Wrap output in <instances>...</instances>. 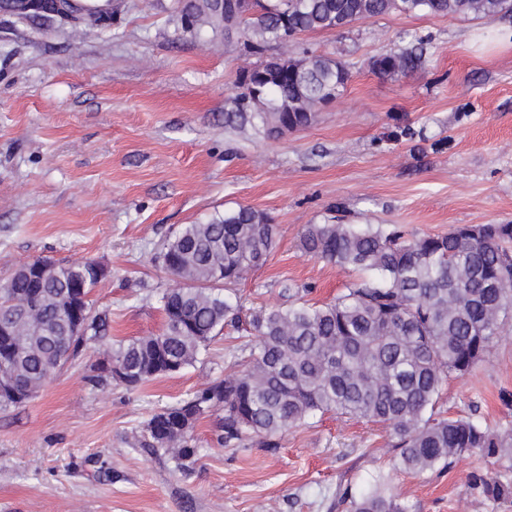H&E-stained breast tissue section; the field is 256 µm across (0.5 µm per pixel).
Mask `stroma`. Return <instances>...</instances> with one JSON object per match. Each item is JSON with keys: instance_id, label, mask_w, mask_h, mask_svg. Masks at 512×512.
I'll use <instances>...</instances> for the list:
<instances>
[{"instance_id": "1", "label": "stroma", "mask_w": 512, "mask_h": 512, "mask_svg": "<svg viewBox=\"0 0 512 512\" xmlns=\"http://www.w3.org/2000/svg\"><path fill=\"white\" fill-rule=\"evenodd\" d=\"M111 2L98 24L83 13L23 25L0 9V284L28 260H94L106 276L92 309L129 339L164 325L158 295L173 278L157 255L181 226L244 205L270 216L276 243L234 285L241 322L204 361L134 391L95 388L107 352L91 343L35 398L0 410V512H346L380 474L412 512H512V495L471 485L512 482L511 452L417 477L396 468L382 424L331 412L274 448L218 445L217 415L203 417L185 471L140 443L153 413L235 370L250 313L279 303L283 283L322 303L356 280L301 251L305 225L390 224L409 238L512 223V14H394L300 35L294 54L345 60L351 77L309 126L268 140L224 122L254 56L184 32L179 0ZM418 36L423 71L371 70ZM440 406L512 427V310L489 355L449 375Z\"/></svg>"}]
</instances>
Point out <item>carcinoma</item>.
Here are the masks:
<instances>
[{
	"label": "carcinoma",
	"mask_w": 512,
	"mask_h": 512,
	"mask_svg": "<svg viewBox=\"0 0 512 512\" xmlns=\"http://www.w3.org/2000/svg\"><path fill=\"white\" fill-rule=\"evenodd\" d=\"M474 15L494 19L512 13V0H254L244 11L234 0H183L184 31L209 30L228 41L237 36L253 55L271 44L283 52L255 65L267 79L256 92L238 87L234 115L268 139L310 125L316 110L340 94L350 78L347 62L326 55L295 57L288 45L304 33L343 29L390 14ZM423 38L370 63L384 77L408 75L425 62ZM270 217L240 206L183 225L158 257L175 285L159 294L164 328L115 340L108 369L88 378L100 386L114 379L129 389L194 365L224 326L240 322L239 305L224 286L262 266L275 244ZM308 256L363 273L330 302H310L307 285L286 284L283 303L254 312L248 326L254 343L243 369L215 379L175 405L154 413L144 426L145 445L160 449L185 468L200 448L193 429L218 411V443L256 439L266 448L288 428L318 415L380 423L396 466L420 476L448 468L476 450L496 457L512 448V429L492 430L470 419L436 413L444 379L464 375L489 353L502 316L512 309V224H460L446 235L406 239L384 224H309L300 237ZM19 265L0 287V316L12 335H0V407L19 406L46 385L84 346L107 336L106 318L87 310L86 334L68 333L67 294L101 281L103 267L81 260L42 261L36 284ZM472 485L488 499L507 485L475 476ZM347 512H409L378 477L360 499L342 498Z\"/></svg>",
	"instance_id": "1"
}]
</instances>
